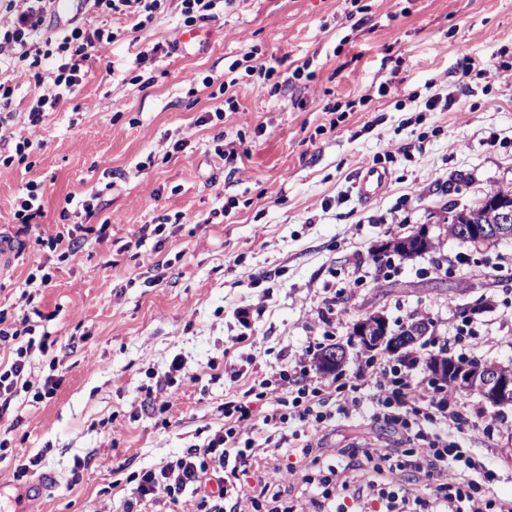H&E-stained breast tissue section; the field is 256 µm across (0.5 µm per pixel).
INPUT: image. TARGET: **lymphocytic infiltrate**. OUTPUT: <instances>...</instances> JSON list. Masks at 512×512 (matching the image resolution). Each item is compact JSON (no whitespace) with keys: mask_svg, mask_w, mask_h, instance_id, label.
<instances>
[{"mask_svg":"<svg viewBox=\"0 0 512 512\" xmlns=\"http://www.w3.org/2000/svg\"><path fill=\"white\" fill-rule=\"evenodd\" d=\"M0 16V62L27 68L35 78L28 122L39 125L82 88L86 77L104 64L103 54L118 36L112 27L82 22L50 31L45 21L52 0H4ZM168 8V0H89L90 12L124 19L138 32ZM47 339L25 337L0 310V417L19 392L35 399L53 397L54 376L31 380L29 361L46 351ZM250 400L231 397L224 403V425L156 469L134 474L123 512L143 505L174 512L184 495L197 500V512H241L249 498L254 512H512L483 493L491 474L468 449L449 440V429L465 421L454 397L432 387L410 370L385 359L360 371L349 393L333 394L314 379L307 365L278 380L261 379L249 389ZM269 409L253 424V401ZM368 415L395 426L392 448L364 440L339 449L322 462L323 433L337 419ZM308 462L300 495L270 492L261 466L279 465L283 454ZM424 491H417V484ZM253 495H246V488Z\"/></svg>","mask_w":512,"mask_h":512,"instance_id":"f902f5d3","label":"lymphocytic infiltrate"}]
</instances>
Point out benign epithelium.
Segmentation results:
<instances>
[{
	"label": "benign epithelium",
	"instance_id": "obj_1",
	"mask_svg": "<svg viewBox=\"0 0 512 512\" xmlns=\"http://www.w3.org/2000/svg\"><path fill=\"white\" fill-rule=\"evenodd\" d=\"M448 233L463 242L475 246L493 241L512 239V207L501 212L496 224H450ZM428 240L424 232H416L404 239L386 242L376 249L375 255L394 248L402 253L416 249L421 241ZM424 333L421 323L415 322L401 332L392 334L384 316L368 315L358 320L353 327L352 346L361 353H371L381 348H389L400 353L417 343ZM348 351L344 346L333 347L325 351L317 361L322 374H331L344 366ZM427 367L440 378L449 380L458 391L477 395L494 409L512 405V365L505 366L497 362H478L474 365L460 364L452 358L433 356L428 359Z\"/></svg>",
	"mask_w": 512,
	"mask_h": 512
}]
</instances>
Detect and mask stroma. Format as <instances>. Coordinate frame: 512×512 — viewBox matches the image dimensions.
<instances>
[{
    "mask_svg": "<svg viewBox=\"0 0 512 512\" xmlns=\"http://www.w3.org/2000/svg\"><path fill=\"white\" fill-rule=\"evenodd\" d=\"M207 27L210 43L182 50L175 10L159 15L107 48L113 76L94 72L35 127L32 77L4 74L12 130L36 147L28 166L0 167V238L19 250L0 278V309L15 328L49 336L29 370L59 384L39 403L18 395V426L0 420L14 451L0 461V512H13L21 489L29 512H122L128 475L218 430L226 396L310 360L308 346L324 338L349 344L371 314L393 329L423 318L426 354L512 363V241L476 250L446 221L449 204L512 190V0H233ZM155 43L173 50L137 65ZM465 53L485 63L480 78L462 77ZM262 63L273 80L259 76ZM303 63L308 76L294 78ZM190 74L233 80L238 111L201 124L217 102L186 83ZM136 75L147 87L131 84ZM434 95L451 105L426 110ZM222 140L240 141V172L217 155ZM372 166L390 181L366 204L355 182ZM30 180L45 187L44 212L25 229L13 203ZM92 195L98 212L77 258L36 245L63 231L68 198ZM231 198L238 206L223 216ZM175 215L164 243L143 237L144 225ZM420 230L432 251L374 259L381 243ZM41 264L50 281L27 285ZM464 319L480 328V346L450 341ZM177 355L186 370L163 390L170 409L143 407ZM458 403L468 421L498 418L492 440L455 438L494 473L495 498L512 502V407ZM365 438L388 446L397 435L341 419L322 445ZM35 455V471L17 477L19 457Z\"/></svg>",
    "mask_w": 512,
    "mask_h": 512,
    "instance_id": "stroma-1",
    "label": "stroma"
}]
</instances>
